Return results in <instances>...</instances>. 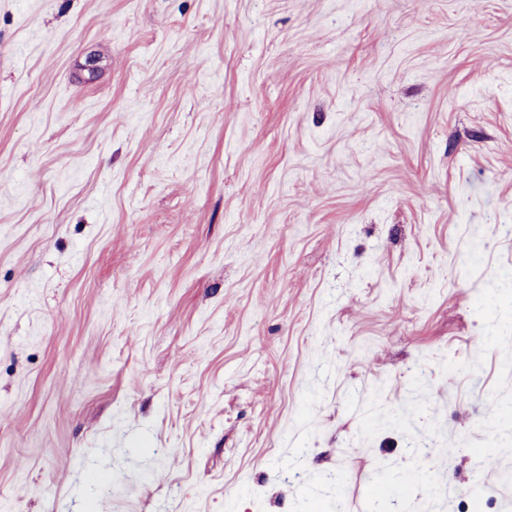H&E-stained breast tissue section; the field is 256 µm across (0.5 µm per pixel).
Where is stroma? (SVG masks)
I'll return each mask as SVG.
<instances>
[{
  "instance_id": "1",
  "label": "stroma",
  "mask_w": 512,
  "mask_h": 512,
  "mask_svg": "<svg viewBox=\"0 0 512 512\" xmlns=\"http://www.w3.org/2000/svg\"><path fill=\"white\" fill-rule=\"evenodd\" d=\"M326 476L512 512V0H0V512Z\"/></svg>"
}]
</instances>
